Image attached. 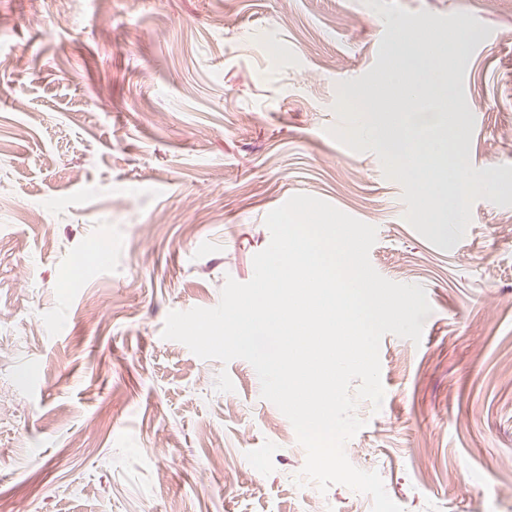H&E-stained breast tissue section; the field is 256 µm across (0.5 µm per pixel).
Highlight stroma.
Instances as JSON below:
<instances>
[{
	"mask_svg": "<svg viewBox=\"0 0 512 512\" xmlns=\"http://www.w3.org/2000/svg\"><path fill=\"white\" fill-rule=\"evenodd\" d=\"M444 19L470 33L448 145L512 183V0H0V512H371L300 482L247 361L162 337L252 278L296 194L374 225V269L432 308L420 343L382 338L348 460L404 512H512V191L443 251L379 158L328 133L337 88L391 64L392 22Z\"/></svg>",
	"mask_w": 512,
	"mask_h": 512,
	"instance_id": "1",
	"label": "stroma"
}]
</instances>
